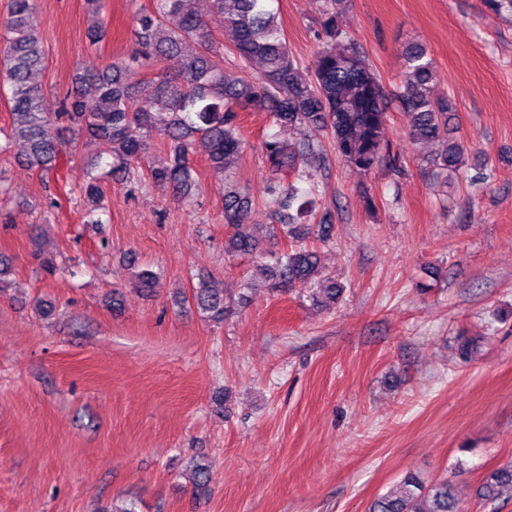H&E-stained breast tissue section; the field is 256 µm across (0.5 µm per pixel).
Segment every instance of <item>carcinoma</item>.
Instances as JSON below:
<instances>
[{"instance_id": "carcinoma-1", "label": "carcinoma", "mask_w": 512, "mask_h": 512, "mask_svg": "<svg viewBox=\"0 0 512 512\" xmlns=\"http://www.w3.org/2000/svg\"><path fill=\"white\" fill-rule=\"evenodd\" d=\"M209 13L197 8V0H154L153 11L137 17L130 53L101 69L85 70L75 77V90L50 103L35 76L45 69L46 48L31 24L35 0H11L0 26V94L10 104L9 128H0L4 143L26 147L27 167L47 174L60 157L75 158L79 139L87 136L99 144L94 168L110 167L108 174L125 182L146 176L170 186L183 199L200 186L195 158L205 156L216 174L229 176L243 151L239 112H267L277 131L261 144L270 174L267 205L274 224L252 220V199L237 185L224 182V223L231 234L224 251L232 255H260L270 288L287 292L297 286L310 291L313 301L336 303L343 286L321 275L319 256L299 244L277 252L264 248L279 235L297 240L314 229L320 239L331 236L333 224L322 218L313 226L321 192L313 167L321 153L317 135H329L336 155L360 174L373 171L390 155L388 113L380 76L359 50L354 39L342 35L336 24L343 0L319 3L320 47L318 64L309 72L288 47L277 20L275 0H209ZM234 35L230 48L238 64L256 61L258 76L245 80L224 70V43L215 29ZM402 80L398 100L409 137L419 143L447 142L434 160L448 175L465 166L464 145L448 141V112L452 102L434 95V63L426 48L411 44L402 53ZM139 69L155 71L154 91L147 100L138 98ZM303 128L299 138L282 132ZM166 150L167 161L152 159L155 141ZM392 156V155H390ZM395 171L400 158L392 156ZM309 183L301 191L284 178ZM88 223L99 224L95 214L103 209L105 187L100 176L89 173L81 188ZM157 274L136 272L134 285L149 293ZM191 302L213 322L224 320V289L209 277L199 279ZM512 492V464L492 470L480 488L487 500ZM366 512H459L453 484L448 479L428 481L408 471L397 490L374 499Z\"/></svg>"}]
</instances>
